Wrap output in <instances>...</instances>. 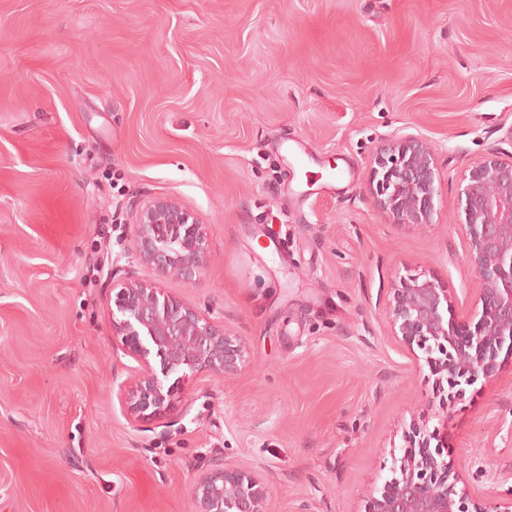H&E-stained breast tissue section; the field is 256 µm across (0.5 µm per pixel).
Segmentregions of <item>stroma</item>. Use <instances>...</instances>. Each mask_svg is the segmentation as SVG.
<instances>
[{
    "instance_id": "obj_1",
    "label": "stroma",
    "mask_w": 512,
    "mask_h": 512,
    "mask_svg": "<svg viewBox=\"0 0 512 512\" xmlns=\"http://www.w3.org/2000/svg\"><path fill=\"white\" fill-rule=\"evenodd\" d=\"M404 135L437 156L422 227L366 189ZM494 150L512 0H0V512H195L220 458L273 512H366L415 428L467 492L503 493L512 356L451 398L387 315L411 274L472 306L458 191ZM160 196L202 221L207 264L137 277L223 319L249 362L138 420L115 390L148 368L112 331L110 273Z\"/></svg>"
}]
</instances>
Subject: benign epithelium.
Masks as SVG:
<instances>
[{
	"label": "benign epithelium",
	"instance_id": "obj_1",
	"mask_svg": "<svg viewBox=\"0 0 512 512\" xmlns=\"http://www.w3.org/2000/svg\"><path fill=\"white\" fill-rule=\"evenodd\" d=\"M435 152L424 140L400 136L370 161L368 191L392 224L433 223L438 195ZM458 202L465 216L469 260L479 281L475 324L448 316V289L418 275L399 281L389 298L394 335L416 346L449 388L470 385L496 370L501 351L512 354V153L494 151L461 178ZM134 260L160 275L189 283L205 264L207 239L199 218L173 197L135 206ZM112 328L142 358L159 359L160 374L134 388H118L131 414L160 418L169 410L181 379L199 373L226 377L247 362L242 339L195 308L134 278L127 266L112 267ZM173 383L165 385L169 378ZM392 477L368 512H512V486L492 497L455 489L458 476L430 437L415 432L391 467ZM195 512H271L262 478L217 462L193 484Z\"/></svg>",
	"mask_w": 512,
	"mask_h": 512
}]
</instances>
